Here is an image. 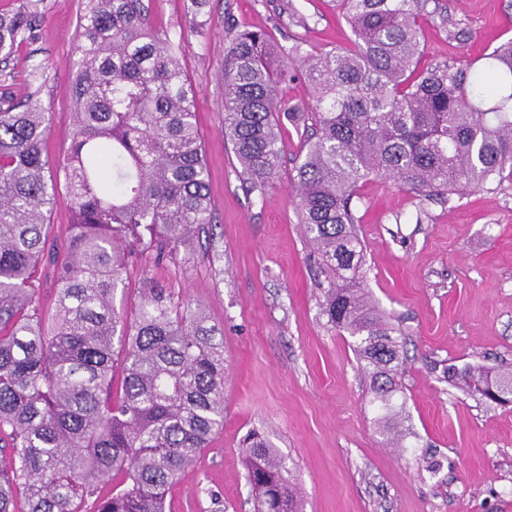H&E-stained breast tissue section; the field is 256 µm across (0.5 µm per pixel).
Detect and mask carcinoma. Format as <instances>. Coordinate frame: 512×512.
I'll return each instance as SVG.
<instances>
[{
    "label": "carcinoma",
    "mask_w": 512,
    "mask_h": 512,
    "mask_svg": "<svg viewBox=\"0 0 512 512\" xmlns=\"http://www.w3.org/2000/svg\"><path fill=\"white\" fill-rule=\"evenodd\" d=\"M351 45L302 54L263 31L232 36L224 59V138L251 191L282 168L284 123L308 112L290 178L317 268L319 309L352 338L382 433L403 386V333L365 291L351 208L361 183L391 182L445 203L512 177V39L477 61L423 69L422 25L467 29L440 0H336ZM35 11L0 16V60L33 34ZM75 131L49 170L45 112L0 108V512H166L169 490L224 427V329L202 305L147 284L134 309L116 305L134 262L160 263L213 223L190 88L144 0H85L77 29ZM301 65L313 105L282 104L287 67ZM64 179L71 231L57 266L51 326L36 274L55 255L47 216ZM445 379L473 393L470 367ZM505 404L512 373L497 379ZM242 454L256 512H301L285 459L266 438ZM122 477L106 496L104 481Z\"/></svg>",
    "instance_id": "cac0c4a2"
}]
</instances>
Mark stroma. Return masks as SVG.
<instances>
[{"instance_id":"35a3bbf8","label":"stroma","mask_w":512,"mask_h":512,"mask_svg":"<svg viewBox=\"0 0 512 512\" xmlns=\"http://www.w3.org/2000/svg\"><path fill=\"white\" fill-rule=\"evenodd\" d=\"M145 2L193 94L215 227L191 253L129 266L116 298L134 303L150 280L176 301L202 304L224 329L227 369L224 429L172 488L171 512H253L241 454L252 430L286 457L304 512H512V405L477 400L444 379L451 365L512 372V183L442 204L370 179L353 200L366 288L405 335L404 408L385 442L349 338L319 311L317 271L289 187L305 129L283 128L281 176L263 197L249 191L224 137L229 30L263 29L285 46L303 39L328 49L349 44L350 27L334 0ZM443 2L469 36L459 41L426 23L422 65L468 61L512 38V0ZM291 6L305 26L289 21ZM83 8L84 0H0V16H41L0 62V101L41 103L53 167L74 131Z\"/></svg>"}]
</instances>
